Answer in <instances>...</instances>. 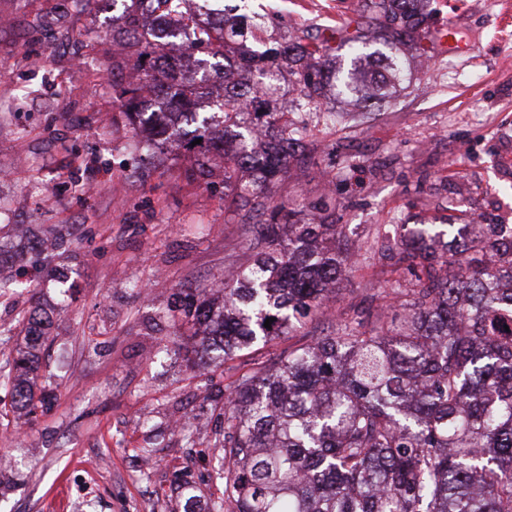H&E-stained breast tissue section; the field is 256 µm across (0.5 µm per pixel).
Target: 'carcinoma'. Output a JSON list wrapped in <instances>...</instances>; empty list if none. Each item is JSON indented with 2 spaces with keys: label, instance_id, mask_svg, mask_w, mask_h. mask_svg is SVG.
I'll list each match as a JSON object with an SVG mask.
<instances>
[{
  "label": "carcinoma",
  "instance_id": "carcinoma-1",
  "mask_svg": "<svg viewBox=\"0 0 512 512\" xmlns=\"http://www.w3.org/2000/svg\"><path fill=\"white\" fill-rule=\"evenodd\" d=\"M124 2V12L112 17V36L125 37L124 49L112 53V76L132 60L142 78L112 82L120 114L133 126L141 122L148 88L192 112L210 88L158 82L161 54L141 32L142 11L181 16L191 27L192 52L224 54L233 39L246 36L244 26L226 16L215 36L190 26L182 14L187 0ZM422 3L366 0L368 34L355 19L242 54L244 69L260 80L267 65L287 69L297 98L287 109L270 110L251 87L226 91L214 103L222 143L210 132V118L194 128L222 166L188 146V176L222 178L233 212L249 213L252 222L247 262L220 285L180 293L183 318L172 324V343L192 341L197 369L297 335L324 313L329 294L364 253L393 260L410 275L376 294L373 326L348 316L334 333L234 374L224 392V428L213 444L224 491L204 512H512V340L501 339V328L512 322V226L461 224L448 236L429 224H386L373 239L350 243L345 225L270 194L293 164L312 158L301 114L334 112L323 102L329 80L339 96L358 95L370 83L382 100L403 74L400 46L427 52ZM370 37L388 49L378 80L364 69ZM338 48L350 67L332 73L326 63ZM167 133L175 135L164 128L137 149L166 147ZM40 274L0 278V298ZM402 297L406 312L391 316L390 302ZM22 319L24 343L9 351L0 377L11 385L13 411L30 419L46 398L36 393L37 373L51 320L41 308Z\"/></svg>",
  "mask_w": 512,
  "mask_h": 512
}]
</instances>
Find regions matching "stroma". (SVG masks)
Instances as JSON below:
<instances>
[{"label":"stroma","instance_id":"obj_1","mask_svg":"<svg viewBox=\"0 0 512 512\" xmlns=\"http://www.w3.org/2000/svg\"><path fill=\"white\" fill-rule=\"evenodd\" d=\"M362 2L252 0L247 13L267 37L314 33L357 18ZM429 8L465 50L438 41L429 60L409 56L410 79L389 102L337 99L332 124L308 113L315 159L275 185L278 200L322 204L361 239L381 224L512 225V0ZM0 15L27 26L0 31V171L11 174L0 179V234L35 224L55 240L47 262L14 239L16 263L48 270L0 299V324L51 312L39 376L56 393L25 422L0 385V512H200L223 491L212 443L225 386L292 341L205 371L169 345L174 293L246 259L242 225L229 222L223 191L187 177L183 155L136 153L145 130L115 122L111 12L96 0L78 13L64 0H0ZM77 54L91 65L76 67ZM395 276L365 255L310 333L355 311L375 320L372 297ZM187 414L206 424L190 442L173 426Z\"/></svg>","mask_w":512,"mask_h":512}]
</instances>
